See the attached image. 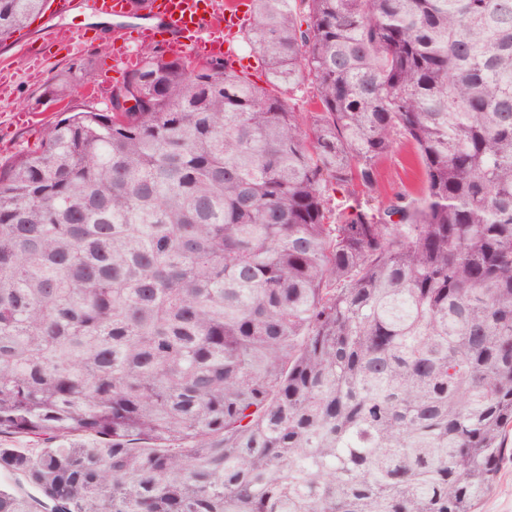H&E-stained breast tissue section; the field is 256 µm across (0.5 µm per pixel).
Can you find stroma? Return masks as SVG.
<instances>
[{"label":"stroma","instance_id":"35a3bbf8","mask_svg":"<svg viewBox=\"0 0 512 512\" xmlns=\"http://www.w3.org/2000/svg\"><path fill=\"white\" fill-rule=\"evenodd\" d=\"M91 29V19H84L72 42L45 46L36 72L29 68L27 41L40 34L39 24L5 41L0 53V76L7 81L0 94V169L36 149L46 128L67 108L104 109L112 87L122 82L124 73L114 66L110 45ZM378 182L385 199L399 192L421 194L422 166L410 143L400 144L379 161Z\"/></svg>","mask_w":512,"mask_h":512}]
</instances>
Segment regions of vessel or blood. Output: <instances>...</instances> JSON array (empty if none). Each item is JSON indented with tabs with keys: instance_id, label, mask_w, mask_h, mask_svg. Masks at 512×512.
I'll list each match as a JSON object with an SVG mask.
<instances>
[{
	"instance_id": "b4317fda",
	"label": "vessel or blood",
	"mask_w": 512,
	"mask_h": 512,
	"mask_svg": "<svg viewBox=\"0 0 512 512\" xmlns=\"http://www.w3.org/2000/svg\"><path fill=\"white\" fill-rule=\"evenodd\" d=\"M53 14L42 41L59 42L67 35L60 18L88 14L100 19L97 34L112 41L116 64L127 68L136 60L129 36L145 45L161 44L170 56L222 57L231 55L233 36L245 23L239 0H149L141 17L130 0H56Z\"/></svg>"
}]
</instances>
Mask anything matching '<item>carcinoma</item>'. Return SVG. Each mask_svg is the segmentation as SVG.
<instances>
[{
    "instance_id": "obj_1",
    "label": "carcinoma",
    "mask_w": 512,
    "mask_h": 512,
    "mask_svg": "<svg viewBox=\"0 0 512 512\" xmlns=\"http://www.w3.org/2000/svg\"><path fill=\"white\" fill-rule=\"evenodd\" d=\"M48 0H0V42ZM0 171V512H476L512 428V0H254ZM132 87L122 112L117 92ZM313 90L305 116L295 97ZM412 144L425 189L377 208ZM236 49L239 57L244 61V66H233L237 71L247 73L249 79L258 86H266L265 84V67L263 61L251 51L249 45L242 38L241 32L236 38Z\"/></svg>"
}]
</instances>
